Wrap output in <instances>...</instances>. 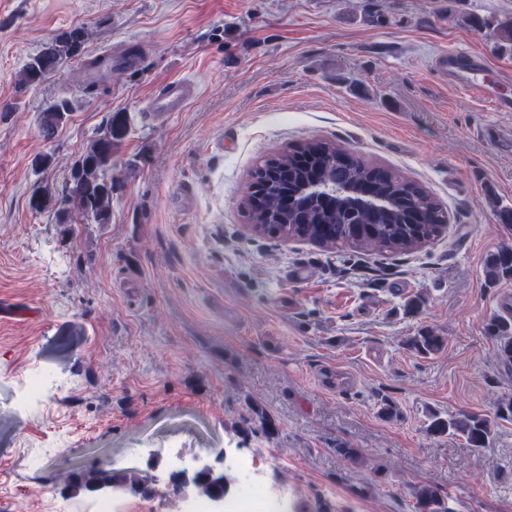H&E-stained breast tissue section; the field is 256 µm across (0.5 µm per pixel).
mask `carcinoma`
<instances>
[{"mask_svg":"<svg viewBox=\"0 0 512 512\" xmlns=\"http://www.w3.org/2000/svg\"><path fill=\"white\" fill-rule=\"evenodd\" d=\"M500 41L512 43V21L486 20ZM83 31L74 28L59 33L40 53L30 58L19 71V84L33 86L79 54ZM69 102H53L40 113V131L50 137L64 123ZM129 131L125 113L109 115L104 128L91 138L70 171V190L66 200L58 202L48 192L35 194L30 207L42 211L56 207L57 220L71 223L75 211L97 224H108L112 217V156ZM251 179L262 183L258 204L245 198L244 209L257 234L270 239L311 241L327 250L351 248L363 252L408 253L439 237L448 224V215L435 198L419 183L391 168L369 163L354 151L329 140L294 143L271 155L253 168ZM317 180L349 184L367 189L384 201V207L367 217L351 208L343 198L307 196L288 206V199ZM489 282L512 278V248L504 247L490 255L487 263ZM497 358L512 364V318L495 316L488 323ZM407 347L416 355L428 357L440 352L445 338L429 328L409 337ZM436 436H462L481 450L492 438V421L480 414H434L427 425ZM202 496L220 497L231 489L227 476L201 467L190 480ZM143 479L136 474L116 475L110 469L93 467L73 477L71 490L98 493L116 490L140 491ZM416 512H447L440 490L430 484L413 490Z\"/></svg>","mask_w":512,"mask_h":512,"instance_id":"cac0c4a2","label":"carcinoma"}]
</instances>
